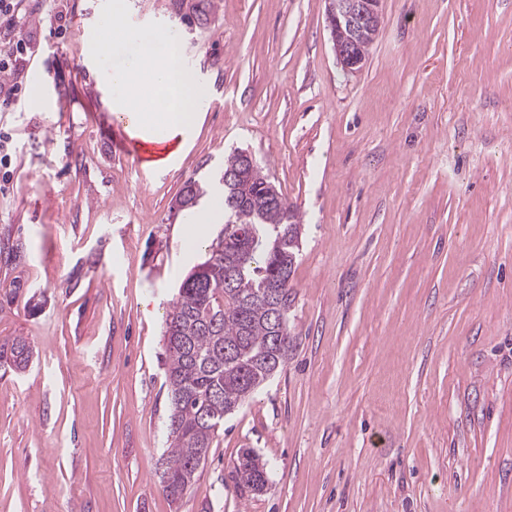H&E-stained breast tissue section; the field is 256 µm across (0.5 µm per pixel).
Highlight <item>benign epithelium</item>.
<instances>
[{
  "mask_svg": "<svg viewBox=\"0 0 512 512\" xmlns=\"http://www.w3.org/2000/svg\"><path fill=\"white\" fill-rule=\"evenodd\" d=\"M326 19L336 58L347 71L359 70L367 49H359V40L375 39L381 24L382 0H326Z\"/></svg>",
  "mask_w": 512,
  "mask_h": 512,
  "instance_id": "7a95c632",
  "label": "benign epithelium"
}]
</instances>
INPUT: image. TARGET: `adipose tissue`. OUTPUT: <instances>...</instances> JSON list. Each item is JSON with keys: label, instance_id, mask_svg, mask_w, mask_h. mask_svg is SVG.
Returning a JSON list of instances; mask_svg holds the SVG:
<instances>
[{"label": "adipose tissue", "instance_id": "1", "mask_svg": "<svg viewBox=\"0 0 512 512\" xmlns=\"http://www.w3.org/2000/svg\"><path fill=\"white\" fill-rule=\"evenodd\" d=\"M136 39L140 47L137 57L113 73V82L120 89L113 109L127 115L131 124L148 128L152 143L167 146L198 118L191 80L173 52V43L163 42L160 33L143 30ZM145 83L154 95L156 109L152 112L139 111L137 106Z\"/></svg>", "mask_w": 512, "mask_h": 512}]
</instances>
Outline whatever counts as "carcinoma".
I'll return each instance as SVG.
<instances>
[{"mask_svg": "<svg viewBox=\"0 0 512 512\" xmlns=\"http://www.w3.org/2000/svg\"><path fill=\"white\" fill-rule=\"evenodd\" d=\"M204 193L185 184L179 205ZM250 234L241 237V225ZM301 224L293 205L257 165L240 182L224 184V227L209 258L183 279L165 319L170 448L163 457L162 491L180 502L203 467L224 417L242 405L273 369L262 358L274 347L264 291L290 303L291 273ZM32 350L22 338L0 345V361L28 367ZM235 479L244 492L264 488L267 463L250 448L238 455Z\"/></svg>", "mask_w": 512, "mask_h": 512, "instance_id": "1", "label": "carcinoma"}]
</instances>
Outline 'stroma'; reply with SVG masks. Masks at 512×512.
<instances>
[{
	"label": "stroma",
	"mask_w": 512,
	"mask_h": 512,
	"mask_svg": "<svg viewBox=\"0 0 512 512\" xmlns=\"http://www.w3.org/2000/svg\"><path fill=\"white\" fill-rule=\"evenodd\" d=\"M111 3L23 4L49 82L0 112V343L33 348L0 367V512H512V0H383L356 72L325 0H123L208 100L167 166L113 153L139 132L87 40ZM236 150L299 211L293 343L175 504L165 317ZM191 179L217 207L188 254ZM32 357V350L28 343L22 338L13 340L0 345V361L10 363L18 370H24L28 367ZM235 473L237 484L244 492L256 493L257 484L262 489L268 481L267 463L250 448L240 451Z\"/></svg>",
	"instance_id": "1"
}]
</instances>
